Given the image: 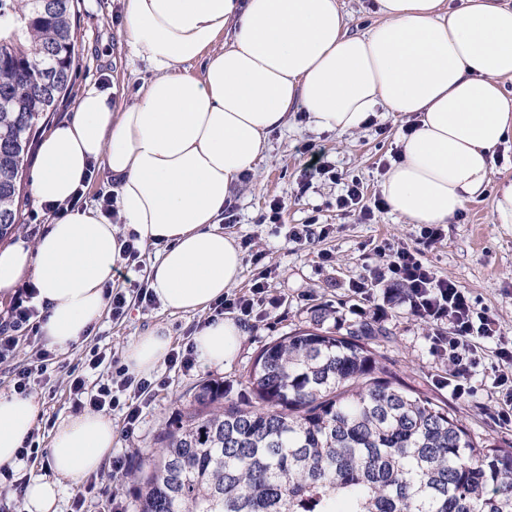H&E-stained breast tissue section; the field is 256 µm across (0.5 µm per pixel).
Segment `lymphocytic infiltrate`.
Returning <instances> with one entry per match:
<instances>
[{"label":"lymphocytic infiltrate","instance_id":"lymphocytic-infiltrate-1","mask_svg":"<svg viewBox=\"0 0 512 512\" xmlns=\"http://www.w3.org/2000/svg\"><path fill=\"white\" fill-rule=\"evenodd\" d=\"M384 262L378 272L379 281H389L406 288V300L419 317L432 322H448V335L435 336L431 346L447 356L455 381L456 396L471 395L472 377L483 361L478 339L498 336L497 321L477 310L470 297L453 280L437 277L417 248L381 247ZM16 298L0 317V362L14 353L19 334L37 330L41 310L35 305L37 289L32 283L15 290Z\"/></svg>","mask_w":512,"mask_h":512}]
</instances>
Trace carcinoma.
Returning a JSON list of instances; mask_svg holds the SVG:
<instances>
[{"mask_svg":"<svg viewBox=\"0 0 512 512\" xmlns=\"http://www.w3.org/2000/svg\"><path fill=\"white\" fill-rule=\"evenodd\" d=\"M78 0H0V242L17 233L31 143L70 89ZM52 82L33 81L38 69ZM261 347L248 397L220 383L157 436L135 512H512V446L381 362L382 327H324Z\"/></svg>","mask_w":512,"mask_h":512,"instance_id":"carcinoma-1","label":"carcinoma"}]
</instances>
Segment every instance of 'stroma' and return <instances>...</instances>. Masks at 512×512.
Returning a JSON list of instances; mask_svg holds the SVG:
<instances>
[{
  "label": "stroma",
  "mask_w": 512,
  "mask_h": 512,
  "mask_svg": "<svg viewBox=\"0 0 512 512\" xmlns=\"http://www.w3.org/2000/svg\"><path fill=\"white\" fill-rule=\"evenodd\" d=\"M78 10L77 67L71 92L52 115L55 125L74 112L86 85L112 84L114 101L123 107L136 101L139 87L150 76L145 62L132 57L126 43L122 0H79ZM416 121V116L381 109L361 129L317 133L307 127L299 112L291 118L287 130L271 135L255 172L242 182L233 199L234 221L220 224L235 244L250 242L252 251L263 255L258 263L244 258L239 282L227 291L232 298L248 296L255 282L265 285L260 305L241 320L247 334L240 349L221 369H209L198 362L187 370L160 365L156 374L166 378L167 384L147 396L141 423L134 433L124 432L121 408L112 409V452L127 454L129 469L115 474L110 467H103L102 487L88 494L85 512H113L118 504L124 512H134L138 487L130 472L155 453L160 428L189 400L194 387L203 380L228 381L233 385V396H240V378L259 349L303 326L311 310L325 305L335 311L341 325L367 321L382 326L389 339L379 344L378 352L387 366L407 383L447 401L474 435L512 445V424H505L499 417L498 394L493 384L500 372L497 346L512 348V224L497 223L492 195L467 203L445 224L444 238L424 248L425 258L436 275L452 279L477 308L488 311L500 326L501 341L482 344L485 362L471 380L470 397L460 399L451 392L448 359L430 347V336L447 335L448 324L435 326L420 319L408 303L390 296L389 283L374 287L369 297L357 290L358 284L383 262L374 250L375 244L384 241L398 247L418 246L420 227L389 209L375 213L364 224L341 215L336 199L343 192L344 178L354 177L364 186L365 204H372L381 192V163L401 153L403 131ZM320 153L335 166L338 180L317 177L305 181L304 168ZM37 154V149H30L18 204V221L24 226L22 236L30 241L53 221L31 194ZM273 200L281 205V223H259L260 214ZM312 216L327 226V233L293 242V227L307 223ZM157 252L153 245H141L137 259L129 266H118L115 286L126 293L124 317L115 320L110 314H103L89 335L67 349H51L54 360L47 373L32 380L29 394L39 404L33 442L41 450L48 448L57 422L75 414L70 373L82 367L93 353L123 357L132 340L158 325L170 331L172 345L177 348L191 340L211 316L208 308L173 313L158 303H142L131 291L129 277L136 269H149Z\"/></svg>",
  "instance_id": "35a3bbf8"
}]
</instances>
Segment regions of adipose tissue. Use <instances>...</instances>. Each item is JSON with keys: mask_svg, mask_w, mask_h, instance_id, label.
Instances as JSON below:
<instances>
[{"mask_svg": "<svg viewBox=\"0 0 512 512\" xmlns=\"http://www.w3.org/2000/svg\"><path fill=\"white\" fill-rule=\"evenodd\" d=\"M131 53L153 73L138 100L118 107L111 86L85 87L70 119L41 142L32 176L39 205L66 206L103 162L117 219L67 209L34 241L0 250V293L31 280L46 305L43 336L68 348L104 314L105 288L128 234L158 248L150 287L165 310L191 313L223 298L242 253L218 223L274 132L296 112L319 133L367 125L378 107L417 116L382 193L413 224H445L485 194L499 147L512 142V0H374L380 21L346 28L340 0H123ZM204 59L201 76L181 73ZM244 326L224 318L193 337L201 362L236 356ZM172 344L166 327L125 350L147 377ZM34 398L0 395V465L38 416ZM112 420L85 412L57 424L42 474L23 490L27 512H57L65 480L101 468Z\"/></svg>", "mask_w": 512, "mask_h": 512, "instance_id": "adipose-tissue-1", "label": "adipose tissue"}]
</instances>
